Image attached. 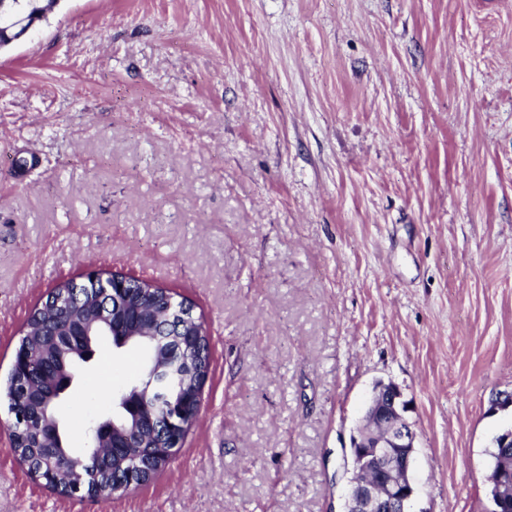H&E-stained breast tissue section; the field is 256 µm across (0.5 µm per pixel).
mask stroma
I'll list each match as a JSON object with an SVG mask.
<instances>
[{
  "label": "stroma",
  "instance_id": "stroma-1",
  "mask_svg": "<svg viewBox=\"0 0 512 512\" xmlns=\"http://www.w3.org/2000/svg\"><path fill=\"white\" fill-rule=\"evenodd\" d=\"M90 269L193 304L198 418L148 483L63 498L1 403L0 512H344L380 381L417 434L408 512H490L512 0H60L0 51L1 382L34 305ZM139 356L105 340L78 369L75 452ZM198 346L193 354L196 363V372L189 379L180 378L181 386L187 391L202 393V387L209 372V342L205 332L202 336H196Z\"/></svg>",
  "mask_w": 512,
  "mask_h": 512
}]
</instances>
